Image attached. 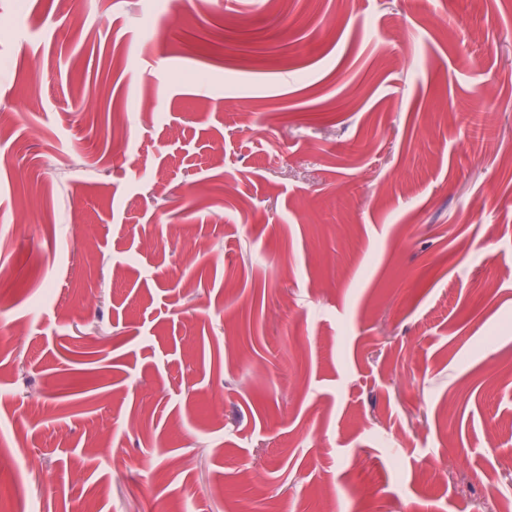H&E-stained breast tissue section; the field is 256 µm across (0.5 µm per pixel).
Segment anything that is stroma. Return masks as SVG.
Listing matches in <instances>:
<instances>
[{"label":"stroma","mask_w":512,"mask_h":512,"mask_svg":"<svg viewBox=\"0 0 512 512\" xmlns=\"http://www.w3.org/2000/svg\"><path fill=\"white\" fill-rule=\"evenodd\" d=\"M1 113L0 512H495L512 0H0Z\"/></svg>","instance_id":"stroma-1"}]
</instances>
